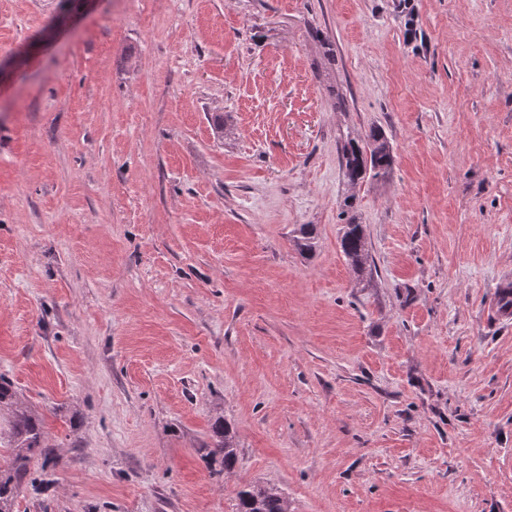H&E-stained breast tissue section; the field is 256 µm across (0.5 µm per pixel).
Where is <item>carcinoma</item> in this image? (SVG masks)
Wrapping results in <instances>:
<instances>
[{"mask_svg":"<svg viewBox=\"0 0 512 512\" xmlns=\"http://www.w3.org/2000/svg\"><path fill=\"white\" fill-rule=\"evenodd\" d=\"M344 161V176L347 184L356 187L365 179L385 176L394 161L393 147L378 126H372L364 135L347 136L341 144ZM340 247L359 281L371 274L369 247L364 225L355 217H349L342 225ZM12 408L10 435L14 455L10 465L0 469V512H14L15 499L22 483L29 474L31 460L41 461L43 475L57 465L56 457L46 445L42 419L14 402L10 385L0 377V405ZM208 456L220 459L224 470L232 469L236 463L237 448L234 446L233 430L222 419L213 424V446ZM236 512H288V501L271 489L250 485L237 493Z\"/></svg>","mask_w":512,"mask_h":512,"instance_id":"1","label":"carcinoma"}]
</instances>
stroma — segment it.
Instances as JSON below:
<instances>
[{
    "mask_svg": "<svg viewBox=\"0 0 512 512\" xmlns=\"http://www.w3.org/2000/svg\"><path fill=\"white\" fill-rule=\"evenodd\" d=\"M506 279L512 0H0V376L58 461L16 512H512ZM344 161V176L352 188L364 182L366 178L384 177L393 161V147L378 126H371L363 136H346L341 144ZM340 247L361 283L372 269L368 263L369 247L364 225L359 224L353 215L342 225ZM213 446L207 456L219 457L224 471L231 470L237 458V448L234 444L233 430L224 422V419H217L213 424ZM250 485L237 493L235 512H288V501L271 489Z\"/></svg>",
    "mask_w": 512,
    "mask_h": 512,
    "instance_id": "1",
    "label": "stroma"
}]
</instances>
